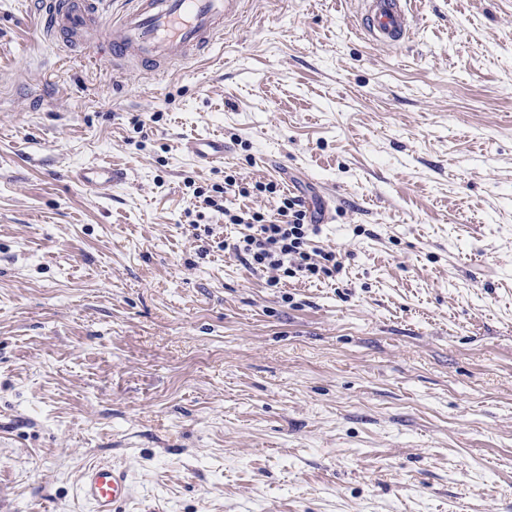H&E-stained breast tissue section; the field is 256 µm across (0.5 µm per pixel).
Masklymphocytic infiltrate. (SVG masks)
Returning a JSON list of instances; mask_svg holds the SVG:
<instances>
[{
    "mask_svg": "<svg viewBox=\"0 0 512 512\" xmlns=\"http://www.w3.org/2000/svg\"><path fill=\"white\" fill-rule=\"evenodd\" d=\"M256 192L272 195L277 200V216L266 219L255 212L250 216L225 211L228 224L245 223L248 234L232 245L234 253L255 271L266 273L270 286L281 279L302 280L336 277L342 266L335 251L310 248V237L318 231L298 197L288 195L276 182L256 183Z\"/></svg>",
    "mask_w": 512,
    "mask_h": 512,
    "instance_id": "lymphocytic-infiltrate-1",
    "label": "lymphocytic infiltrate"
}]
</instances>
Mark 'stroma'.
I'll use <instances>...</instances> for the list:
<instances>
[{"mask_svg":"<svg viewBox=\"0 0 512 512\" xmlns=\"http://www.w3.org/2000/svg\"><path fill=\"white\" fill-rule=\"evenodd\" d=\"M37 9L0 0V512H93L98 463L122 512H512V0H422L393 52L354 0H249L161 75ZM228 175L329 214L340 274L229 251ZM185 149L203 164L224 160V156L228 152V147L224 144L223 139L210 137H197L189 140L185 143ZM114 176L112 166L91 164L74 172L72 179L88 190L97 191L110 188ZM127 469L114 464H96L86 468L79 480V495L95 512H122L130 495Z\"/></svg>","mask_w":512,"mask_h":512,"instance_id":"obj_1","label":"stroma"}]
</instances>
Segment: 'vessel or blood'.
I'll return each mask as SVG.
<instances>
[{
  "instance_id": "b4317fda",
  "label": "vessel or blood",
  "mask_w": 512,
  "mask_h": 512,
  "mask_svg": "<svg viewBox=\"0 0 512 512\" xmlns=\"http://www.w3.org/2000/svg\"><path fill=\"white\" fill-rule=\"evenodd\" d=\"M102 0H44L36 29L51 43L93 48L114 65L142 74L164 71L208 53L221 39L228 20L240 18L244 0H122L119 16L106 14ZM359 31L370 43L386 50L403 46L418 15V0H356ZM199 162L223 160V140L198 137L185 144ZM110 166L91 164L73 174L84 188L111 187ZM127 469L114 464L86 468L79 495L94 512H121L130 495Z\"/></svg>"
}]
</instances>
